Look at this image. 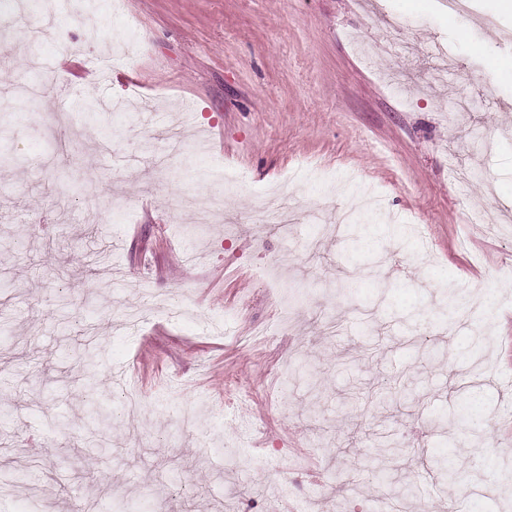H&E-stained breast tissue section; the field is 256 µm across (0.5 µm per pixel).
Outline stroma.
Wrapping results in <instances>:
<instances>
[{"instance_id":"35a3bbf8","label":"stroma","mask_w":512,"mask_h":512,"mask_svg":"<svg viewBox=\"0 0 512 512\" xmlns=\"http://www.w3.org/2000/svg\"><path fill=\"white\" fill-rule=\"evenodd\" d=\"M71 0L41 45L0 46V512H377L385 483L331 492L390 440L419 462L409 512H512V12L473 0ZM403 30L378 55L384 21ZM135 53L100 77L101 54ZM121 99L86 118L84 101ZM480 171L456 189L449 167ZM298 213L365 212L314 253L254 225L255 193ZM196 201L176 207L185 194ZM225 216L202 223L210 195ZM493 288L484 326L465 298ZM183 308L169 318L154 301ZM146 321L128 335L125 310ZM97 355L86 382L79 354ZM298 367L279 393L277 374ZM412 383L365 410L352 384ZM123 374L134 428L90 447L89 391L114 414ZM487 444L465 451L471 420ZM206 449L202 470L184 463ZM30 455L42 475L16 478ZM454 462L465 485L441 480ZM261 484L264 494L250 493Z\"/></svg>"}]
</instances>
